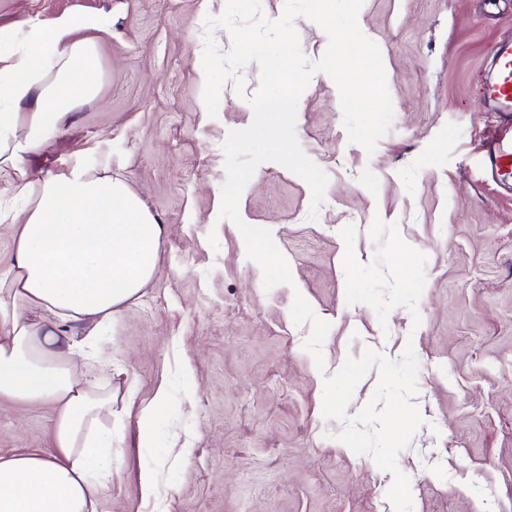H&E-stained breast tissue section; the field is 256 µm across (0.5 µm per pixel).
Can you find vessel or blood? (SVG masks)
I'll use <instances>...</instances> for the list:
<instances>
[{"label":"vessel or blood","mask_w":512,"mask_h":512,"mask_svg":"<svg viewBox=\"0 0 512 512\" xmlns=\"http://www.w3.org/2000/svg\"><path fill=\"white\" fill-rule=\"evenodd\" d=\"M494 74L482 86V97L502 123L496 138L486 145V168L498 187L512 191V40L497 42Z\"/></svg>","instance_id":"b4317fda"}]
</instances>
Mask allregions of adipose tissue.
Returning a JSON list of instances; mask_svg holds the SVG:
<instances>
[{
  "label": "adipose tissue",
  "mask_w": 512,
  "mask_h": 512,
  "mask_svg": "<svg viewBox=\"0 0 512 512\" xmlns=\"http://www.w3.org/2000/svg\"><path fill=\"white\" fill-rule=\"evenodd\" d=\"M101 28L84 17L0 33V168L23 201L0 210L14 250L0 273V404L55 410L52 453L0 457V512H97L112 479L113 399L110 362L91 348L159 268L163 226L123 179L76 166L34 184L23 167L97 97Z\"/></svg>",
  "instance_id": "adipose-tissue-1"
}]
</instances>
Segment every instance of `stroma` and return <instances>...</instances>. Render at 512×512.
I'll return each mask as SVG.
<instances>
[{
  "instance_id": "stroma-1",
  "label": "stroma",
  "mask_w": 512,
  "mask_h": 512,
  "mask_svg": "<svg viewBox=\"0 0 512 512\" xmlns=\"http://www.w3.org/2000/svg\"><path fill=\"white\" fill-rule=\"evenodd\" d=\"M226 0H0V31L100 17L101 85L63 132L25 156L31 181L81 165L121 175L166 228L160 269L132 310L100 337L112 394L139 403L166 387L154 447L138 445L136 412L112 422V480L99 512H395L390 472L339 441L322 415L323 379L373 348L419 363L414 402L424 421L397 458L413 512H512V193L484 166L499 130L479 87L492 47L512 38V0H364L363 33L382 53L394 119L374 154L349 142L333 80L313 75L296 136L329 182L317 220L309 186L261 163L241 196L242 219L270 230L293 282L264 290L260 267L219 220L222 145L247 128L246 97L222 88L217 117L203 101L206 16ZM394 223L427 257L420 326L393 309L386 324L345 299L340 235L374 259V218ZM330 322L324 366L303 348L309 325L295 295ZM54 410H0V456L52 452ZM157 481L145 491L142 474Z\"/></svg>"
}]
</instances>
